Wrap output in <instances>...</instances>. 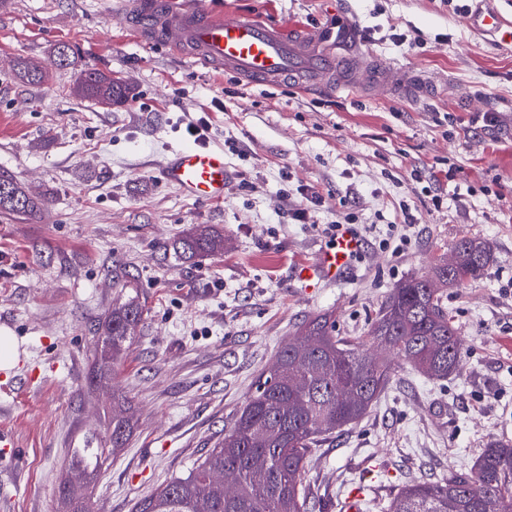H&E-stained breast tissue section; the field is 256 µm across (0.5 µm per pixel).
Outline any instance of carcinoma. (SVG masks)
Returning <instances> with one entry per match:
<instances>
[{
  "instance_id": "carcinoma-1",
  "label": "carcinoma",
  "mask_w": 512,
  "mask_h": 512,
  "mask_svg": "<svg viewBox=\"0 0 512 512\" xmlns=\"http://www.w3.org/2000/svg\"><path fill=\"white\" fill-rule=\"evenodd\" d=\"M19 74L32 84L47 78L31 61L19 64ZM74 91L112 107L127 101L131 87L99 70L83 69ZM36 207L13 178L0 175V211L26 215ZM179 245L190 257L222 253L224 235L199 224ZM493 261L486 241L460 238L430 275L407 277L393 287L364 336L339 335L336 320L327 315L304 321L300 337L278 353L283 370L260 376L224 438L187 476L171 479L138 501L135 512H308L303 478L311 448L367 414L396 381L395 360L440 382L457 373L464 348L443 295L479 277ZM145 314L136 295L112 304L108 321L96 332L99 374L112 372L129 355ZM366 342L382 355L370 353ZM343 388L357 391L358 400H340ZM132 429L133 416H114L106 424L105 440L92 438L71 449L68 468L80 472L83 482L60 487L62 512H88L106 453L125 447ZM228 471L240 475L231 499L215 479ZM387 512H512V441L487 443L465 473L402 485Z\"/></svg>"
}]
</instances>
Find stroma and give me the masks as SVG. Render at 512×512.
Segmentation results:
<instances>
[{
  "mask_svg": "<svg viewBox=\"0 0 512 512\" xmlns=\"http://www.w3.org/2000/svg\"><path fill=\"white\" fill-rule=\"evenodd\" d=\"M346 1L342 12L339 0H219L291 33L342 21L347 52L423 74L436 94L256 88L140 43L114 11L121 0H0V174L38 202L30 215L0 211V330L20 343L15 367L0 371V428L15 436L0 452V512H57L61 480H81L67 471L71 449L102 433L118 396L136 427L108 458L91 512H132L223 438L303 320L329 313L340 335H363L400 280L464 236L489 242L495 260L444 300L464 340L457 375L439 383L401 368L361 421L318 443L308 510L329 512L362 481L367 512H386L402 483L467 472L488 439L512 440V45L473 33L447 0ZM62 44L67 68L56 64ZM26 59L45 83L19 77ZM87 67L129 83L132 97L104 107L73 94ZM479 112L495 123L474 125ZM202 116L229 164L217 204L159 175ZM436 166L460 168L457 185L433 184ZM301 185L325 198L309 225L291 218ZM403 204L415 223L396 251L385 238ZM349 213L365 247L348 277L309 292L287 281L328 246L319 225ZM198 224L223 234V253L176 252ZM124 271L148 314L127 359L92 386L94 332Z\"/></svg>",
  "mask_w": 512,
  "mask_h": 512,
  "instance_id": "1",
  "label": "stroma"
}]
</instances>
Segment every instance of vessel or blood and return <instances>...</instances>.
Returning <instances> with one entry per match:
<instances>
[{"mask_svg": "<svg viewBox=\"0 0 512 512\" xmlns=\"http://www.w3.org/2000/svg\"><path fill=\"white\" fill-rule=\"evenodd\" d=\"M120 14L142 41L161 45L196 66L234 73L253 86L291 79L328 94L362 89H382L394 96L428 93L427 84L417 82L408 69L378 65L362 54H337L324 30L309 28L290 36L275 21L217 8L211 0H185L181 5L176 0H129ZM464 22L481 33L501 26L493 11L467 13ZM161 174L184 197L205 204L223 200L229 180L223 150L200 142L173 152ZM358 249V238L343 232L312 261L295 266L294 278L306 289L339 278Z\"/></svg>", "mask_w": 512, "mask_h": 512, "instance_id": "obj_1", "label": "vessel or blood"}]
</instances>
